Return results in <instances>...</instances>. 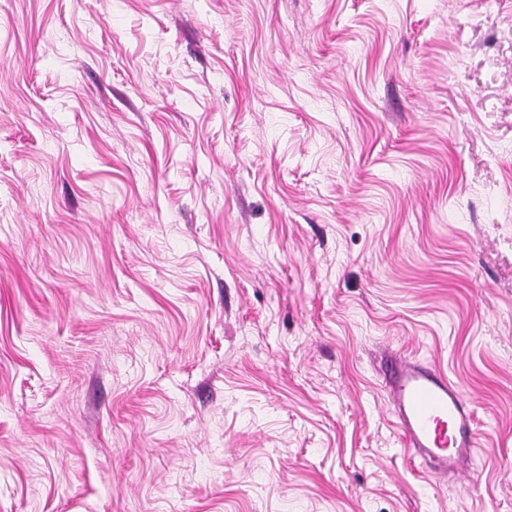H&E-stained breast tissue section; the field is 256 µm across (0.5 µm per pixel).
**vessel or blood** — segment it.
Listing matches in <instances>:
<instances>
[{
    "mask_svg": "<svg viewBox=\"0 0 512 512\" xmlns=\"http://www.w3.org/2000/svg\"><path fill=\"white\" fill-rule=\"evenodd\" d=\"M381 372L405 448L432 473H465L477 443L474 410L436 365L387 359Z\"/></svg>",
    "mask_w": 512,
    "mask_h": 512,
    "instance_id": "b4317fda",
    "label": "vessel or blood"
}]
</instances>
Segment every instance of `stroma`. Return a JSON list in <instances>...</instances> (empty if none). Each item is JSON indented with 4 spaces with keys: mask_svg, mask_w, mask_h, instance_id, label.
Returning a JSON list of instances; mask_svg holds the SVG:
<instances>
[{
    "mask_svg": "<svg viewBox=\"0 0 512 512\" xmlns=\"http://www.w3.org/2000/svg\"><path fill=\"white\" fill-rule=\"evenodd\" d=\"M0 512H512V0H0ZM404 447L432 473H465L476 448L474 410L435 364L393 357L381 367Z\"/></svg>",
    "mask_w": 512,
    "mask_h": 512,
    "instance_id": "stroma-1",
    "label": "stroma"
}]
</instances>
